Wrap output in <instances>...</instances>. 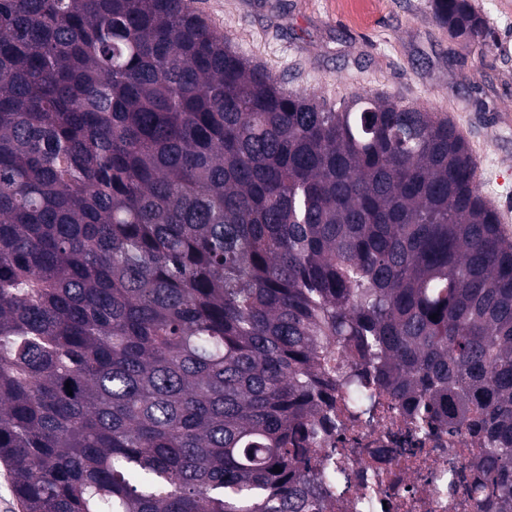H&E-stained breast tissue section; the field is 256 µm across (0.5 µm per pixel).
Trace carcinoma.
<instances>
[{"label": "carcinoma", "instance_id": "1", "mask_svg": "<svg viewBox=\"0 0 512 512\" xmlns=\"http://www.w3.org/2000/svg\"><path fill=\"white\" fill-rule=\"evenodd\" d=\"M430 8L492 36L471 0ZM372 387L475 430L512 512V239L448 117L289 92L195 0H0L23 512H323L316 414Z\"/></svg>", "mask_w": 512, "mask_h": 512}]
</instances>
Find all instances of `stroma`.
<instances>
[{
    "label": "stroma",
    "mask_w": 512,
    "mask_h": 512,
    "mask_svg": "<svg viewBox=\"0 0 512 512\" xmlns=\"http://www.w3.org/2000/svg\"><path fill=\"white\" fill-rule=\"evenodd\" d=\"M493 40L460 46L429 0H198L235 49L292 92L367 91L447 114L473 147L482 197L512 212V0H471Z\"/></svg>",
    "instance_id": "stroma-1"
}]
</instances>
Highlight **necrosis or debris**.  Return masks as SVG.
<instances>
[{"instance_id": "obj_1", "label": "necrosis or debris", "mask_w": 512, "mask_h": 512, "mask_svg": "<svg viewBox=\"0 0 512 512\" xmlns=\"http://www.w3.org/2000/svg\"><path fill=\"white\" fill-rule=\"evenodd\" d=\"M375 414L371 425L325 427L314 444L317 460L342 468L324 512H453L459 501L467 512H499L486 499L467 428L415 433L404 403L386 392L377 395Z\"/></svg>"}]
</instances>
